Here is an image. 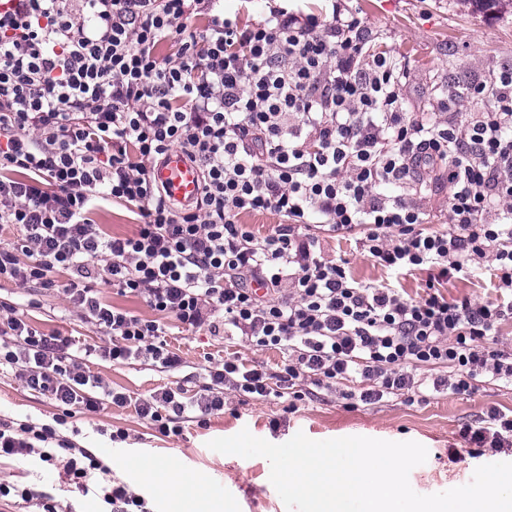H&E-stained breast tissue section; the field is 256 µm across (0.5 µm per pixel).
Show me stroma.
<instances>
[{"instance_id": "stroma-1", "label": "stroma", "mask_w": 512, "mask_h": 512, "mask_svg": "<svg viewBox=\"0 0 512 512\" xmlns=\"http://www.w3.org/2000/svg\"><path fill=\"white\" fill-rule=\"evenodd\" d=\"M348 6L360 13L372 46L389 52L404 71L403 93L411 111H430L433 100L447 91L491 82L512 68L510 9L479 12L465 0H349ZM317 235L321 256L344 265L356 281L398 288L413 297L422 294L428 271L395 272L374 264L360 250L359 231L324 227ZM50 278L49 288L22 287L2 278L0 302L12 305L40 333L67 338L87 374L131 398L144 399L163 388L194 395L205 385L207 369L227 356L272 372L284 362L279 350H257L237 338L187 328L173 316L155 313L140 297L105 284L100 287L103 302L163 324L165 339L183 365L163 371L140 361L115 364L85 356V349L108 345L111 338L69 303L64 293L68 271H54ZM495 284L492 268L483 266L441 281L439 289L451 301L497 303L501 294ZM492 408L512 414V387L482 383L467 396L431 393L413 404L390 396L354 408L324 390L269 401L228 392L223 411L208 416L206 426L187 422L181 435L164 436L130 406L110 403L96 413L67 412L65 405L30 390L6 368L0 370V424L14 430L23 423L53 427L54 438L42 448L55 459L1 457L0 484L9 486L10 493L0 497V512H44L49 506L56 512H108L104 495L116 486L143 497L148 512H287L265 458L222 454L207 446L211 439L244 429L275 444L299 432L313 440L364 436L418 442L428 458L411 470L409 483L416 493L430 495L468 484L478 466L512 462V449L487 448L473 455L462 437L465 426L477 425ZM63 439L90 449L102 463L88 471L89 494L81 493L78 479L63 473L68 458L59 447ZM149 463L160 467L152 480L144 476ZM214 481L222 483V491L209 490Z\"/></svg>"}]
</instances>
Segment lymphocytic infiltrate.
Masks as SVG:
<instances>
[{"mask_svg": "<svg viewBox=\"0 0 512 512\" xmlns=\"http://www.w3.org/2000/svg\"><path fill=\"white\" fill-rule=\"evenodd\" d=\"M221 0H0V224L20 229L0 246V277L18 283L68 271L70 303L112 338L101 357L145 358L164 370L182 359L153 320L108 308L96 280L128 289L193 329L280 350L278 372L238 358L211 368L203 394L164 390L137 401L161 434L224 408L232 390L258 400L312 385L347 398L414 399L426 387L469 394L512 385V349L489 346L512 301L451 303L428 288L411 298L367 286L316 254V228L360 230L364 256L449 278L491 262L512 292V68L458 96L491 99L459 125L407 111L403 72L369 49L345 0L325 14L267 0L264 20L240 25ZM202 28L188 30V20ZM178 41V57L159 47ZM179 150L201 171L200 195L175 207L152 169ZM448 177V224L427 232L415 200L424 171ZM116 201L142 219L109 237L89 213ZM284 216L258 236L243 212ZM28 263H20L18 253ZM67 340L0 316V362L35 392L97 412L126 404L66 361ZM466 428L477 447H512V417Z\"/></svg>", "mask_w": 512, "mask_h": 512, "instance_id": "obj_1", "label": "lymphocytic infiltrate"}]
</instances>
